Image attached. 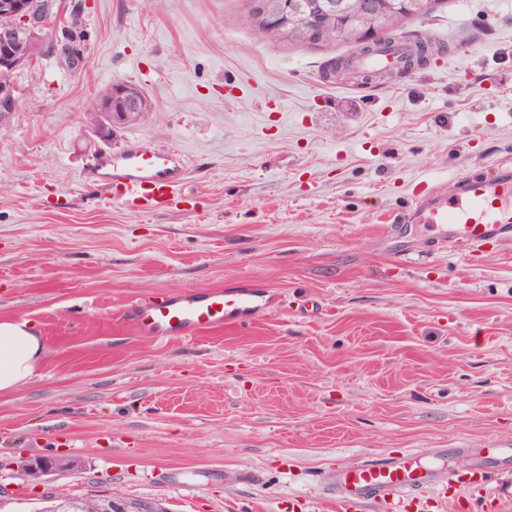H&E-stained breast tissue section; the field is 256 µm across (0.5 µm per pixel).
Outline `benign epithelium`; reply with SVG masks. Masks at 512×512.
I'll list each match as a JSON object with an SVG mask.
<instances>
[{
	"label": "benign epithelium",
	"mask_w": 512,
	"mask_h": 512,
	"mask_svg": "<svg viewBox=\"0 0 512 512\" xmlns=\"http://www.w3.org/2000/svg\"><path fill=\"white\" fill-rule=\"evenodd\" d=\"M434 5V0H349L343 28L352 35L355 44L370 46L375 36L374 19L391 14L412 18ZM250 13L261 29H274L282 38L296 41L304 48L322 43L325 24L313 22L299 27L283 0H251ZM0 16L7 18V22L0 25V69L19 70L30 64V51L41 45L45 6L37 0H0ZM18 105L15 90L0 87V116L16 111ZM97 108L106 127L116 119L126 121L148 111L149 103L138 90L117 83L112 95L99 101ZM96 512H144V507L110 496L100 500Z\"/></svg>",
	"instance_id": "benign-epithelium-1"
}]
</instances>
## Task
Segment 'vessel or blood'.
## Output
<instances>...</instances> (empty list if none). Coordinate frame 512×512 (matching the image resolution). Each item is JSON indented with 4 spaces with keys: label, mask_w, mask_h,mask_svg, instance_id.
<instances>
[{
    "label": "vessel or blood",
    "mask_w": 512,
    "mask_h": 512,
    "mask_svg": "<svg viewBox=\"0 0 512 512\" xmlns=\"http://www.w3.org/2000/svg\"><path fill=\"white\" fill-rule=\"evenodd\" d=\"M416 52L407 42H383L372 53L355 60V68L389 70L403 67ZM186 174L182 155L174 150L130 140L126 149L90 169L86 179L114 189L143 210L163 206L174 197ZM406 224H426L438 243L456 248L479 247L512 238V160L494 163L485 174H466L451 190L431 185L416 192L402 214ZM270 289L242 280L237 289L184 290L150 302L132 305L129 320L137 332L151 338H192L205 330L247 325L268 311ZM469 483L486 488L485 462L512 459V448H476ZM324 480L336 492V512H355L367 499L384 502L400 512L405 501L420 502L424 494H445L454 474L426 466L413 453L393 458H369L354 465H339Z\"/></svg>",
    "instance_id": "obj_1"
}]
</instances>
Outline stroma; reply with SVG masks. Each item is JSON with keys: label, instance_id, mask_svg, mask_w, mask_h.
Segmentation results:
<instances>
[{"label": "stroma", "instance_id": "1", "mask_svg": "<svg viewBox=\"0 0 512 512\" xmlns=\"http://www.w3.org/2000/svg\"><path fill=\"white\" fill-rule=\"evenodd\" d=\"M0 120V320L46 355L0 394V463H78L0 479V512L118 495L164 512H329L317 476L412 452L456 473L512 446V240L464 255L398 215L416 185L512 155V0H439L403 33L444 43L412 74L349 90L350 45L267 40L248 0H64ZM77 67L61 53L66 39ZM154 109L98 136L108 84ZM188 176L138 212L86 183L129 139ZM248 277L281 296L256 324L138 335L129 307ZM184 468L205 478L183 489Z\"/></svg>", "mask_w": 512, "mask_h": 512}]
</instances>
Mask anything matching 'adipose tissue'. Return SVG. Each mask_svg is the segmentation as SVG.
<instances>
[{
    "mask_svg": "<svg viewBox=\"0 0 512 512\" xmlns=\"http://www.w3.org/2000/svg\"><path fill=\"white\" fill-rule=\"evenodd\" d=\"M45 351L43 338L33 321L0 322V392L28 383Z\"/></svg>",
    "mask_w": 512,
    "mask_h": 512,
    "instance_id": "ef3b65f1",
    "label": "adipose tissue"
}]
</instances>
